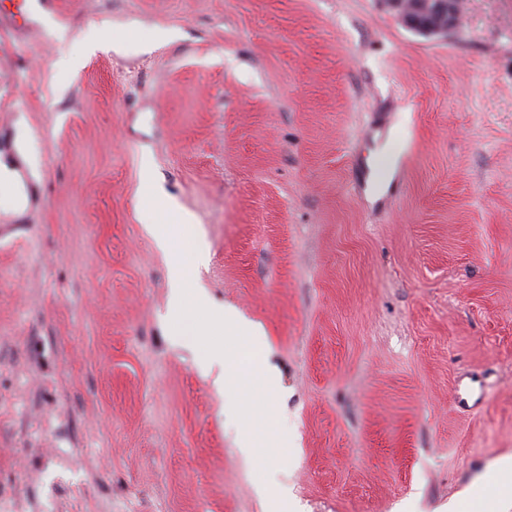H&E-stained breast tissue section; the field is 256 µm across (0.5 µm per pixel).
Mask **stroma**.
Wrapping results in <instances>:
<instances>
[{
	"instance_id": "35a3bbf8",
	"label": "stroma",
	"mask_w": 512,
	"mask_h": 512,
	"mask_svg": "<svg viewBox=\"0 0 512 512\" xmlns=\"http://www.w3.org/2000/svg\"><path fill=\"white\" fill-rule=\"evenodd\" d=\"M0 47V512H437L512 455V0H60ZM388 160L382 187L363 190ZM151 171L208 297L165 318ZM258 328L266 373L204 355ZM478 378L484 404L457 403ZM274 413L287 448L243 457ZM387 6L409 30L425 38L447 37L458 29L457 0H386Z\"/></svg>"
}]
</instances>
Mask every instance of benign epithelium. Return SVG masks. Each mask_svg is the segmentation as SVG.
Returning <instances> with one entry per match:
<instances>
[{"label": "benign epithelium", "instance_id": "1", "mask_svg": "<svg viewBox=\"0 0 512 512\" xmlns=\"http://www.w3.org/2000/svg\"><path fill=\"white\" fill-rule=\"evenodd\" d=\"M387 6L409 30L425 38L446 37L458 29V0H386Z\"/></svg>", "mask_w": 512, "mask_h": 512}]
</instances>
